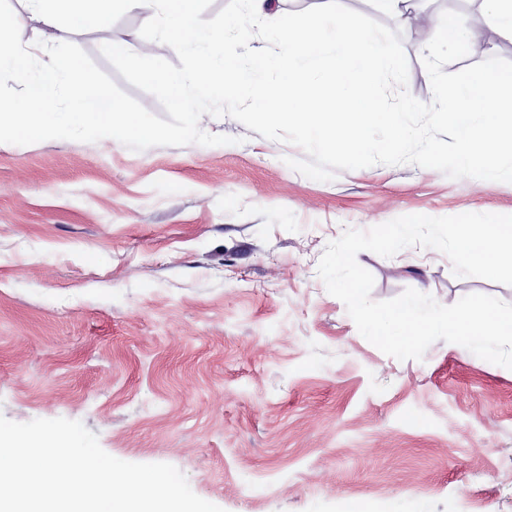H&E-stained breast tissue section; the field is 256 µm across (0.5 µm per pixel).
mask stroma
<instances>
[{
    "label": "stroma",
    "mask_w": 512,
    "mask_h": 512,
    "mask_svg": "<svg viewBox=\"0 0 512 512\" xmlns=\"http://www.w3.org/2000/svg\"><path fill=\"white\" fill-rule=\"evenodd\" d=\"M400 33L408 90L428 103L417 20L341 0ZM465 16L467 57H499L501 35L471 0H422ZM129 12L113 43L177 62ZM23 43L69 41L117 76L96 30L35 21ZM203 129L222 146L129 150L117 141L0 143V414L81 421L110 455L177 467L224 512H512V369L442 340L401 361L358 332L318 275L345 229L403 215H512V183L451 179L411 164L309 179L299 147L236 119ZM382 301L413 288L449 306L512 286L458 277L419 246L357 256Z\"/></svg>",
    "instance_id": "obj_1"
}]
</instances>
